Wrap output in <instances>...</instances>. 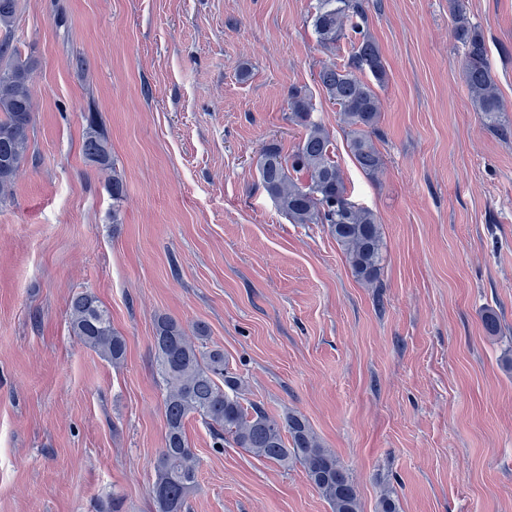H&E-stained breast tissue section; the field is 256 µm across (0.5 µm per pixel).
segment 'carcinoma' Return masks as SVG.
<instances>
[{
  "label": "carcinoma",
  "instance_id": "1",
  "mask_svg": "<svg viewBox=\"0 0 512 512\" xmlns=\"http://www.w3.org/2000/svg\"><path fill=\"white\" fill-rule=\"evenodd\" d=\"M16 6L17 0H0V200L13 194L15 175L31 150L30 70L18 60L11 41ZM312 21L323 49L332 52L343 41L350 46L346 62L322 65L318 82L351 128L349 148L357 167L373 176L383 166L373 140L381 109L374 86L385 83L386 68L365 31L363 0H316ZM453 33L466 47L462 75L472 103L494 124L503 108L490 74L484 35L462 14L455 18ZM290 107L305 134L288 155L275 144L263 149L262 185L293 223L328 225L353 275L374 287L382 261V226L371 210L349 199L335 160V145L327 129L310 121L308 99L296 92ZM82 150L87 160L102 169L113 168L107 140L92 115L87 118ZM70 325L88 348L115 365L124 360L125 339L112 328L109 311L93 293L81 292L72 298ZM206 337L203 326L193 341L178 321L167 316L156 320L155 355L166 385L165 442L153 484L159 512H185L187 498L198 484L197 458L185 434L186 420L195 416L208 425L221 446L228 439L282 467L300 464L332 512H361L349 470L322 445L305 418L291 412L277 417L256 404L244 406L239 378L229 372L223 350L206 346Z\"/></svg>",
  "mask_w": 512,
  "mask_h": 512
}]
</instances>
